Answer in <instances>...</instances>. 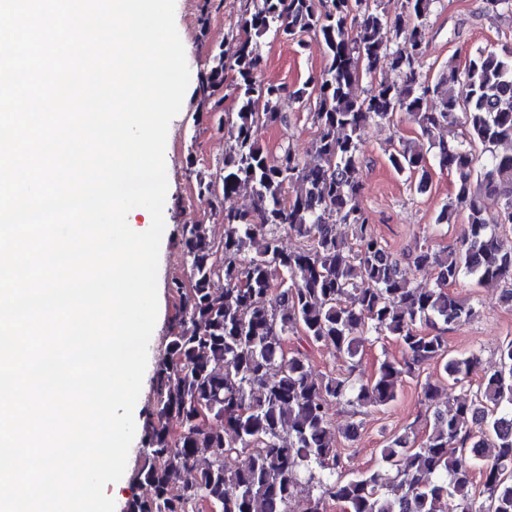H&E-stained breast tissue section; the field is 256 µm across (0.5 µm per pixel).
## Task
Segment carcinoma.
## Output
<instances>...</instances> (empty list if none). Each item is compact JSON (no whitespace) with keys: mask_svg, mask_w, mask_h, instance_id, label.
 Masks as SVG:
<instances>
[{"mask_svg":"<svg viewBox=\"0 0 512 512\" xmlns=\"http://www.w3.org/2000/svg\"><path fill=\"white\" fill-rule=\"evenodd\" d=\"M439 0H402L391 18L365 0H249L241 16L233 62L218 48L200 72L195 93L223 111L229 94L237 111L227 118L233 139L219 170L221 193L200 181L224 237L205 224H185L186 278L172 281L178 309L153 378L152 412L144 428L136 480L150 487L126 512H512V340L498 347L497 367L477 386L474 353L448 350L449 327L469 322L472 303L450 287L461 277L512 282V50L478 52L464 71L448 66L423 78L422 29ZM317 35L329 66L290 97L315 98L318 134L311 158L291 147L270 158L254 136L274 123L286 88L264 84L257 39ZM386 69L394 78L356 93L362 74ZM236 76L225 84V72ZM405 112L428 145L399 139L388 156L394 170L430 180L431 163L454 177L452 201L436 217L449 224L467 212L455 248L441 255L419 247L409 254L433 273L423 286L401 269L359 202L360 130ZM462 123L465 133L432 139L433 130ZM303 190L284 198L285 184ZM246 192L249 204L224 210V198ZM502 200L489 225L482 200ZM346 224L351 240L336 236ZM304 240L287 250L285 232ZM264 247L250 254L256 237ZM224 280V288L214 281ZM424 324L430 331H419ZM299 347L285 353L289 336ZM365 336H392L403 361L386 358L368 378L358 355ZM330 347L346 370L314 371L308 347ZM435 363L448 385L471 397L450 404L444 387L426 378L421 393L433 424L417 445L406 435L380 450L383 465L354 474L336 454L334 404L355 416L395 401L407 378ZM211 408L202 424L194 405ZM175 421L171 427L169 421ZM240 459L228 469L225 458Z\"/></svg>","mask_w":512,"mask_h":512,"instance_id":"obj_1","label":"carcinoma"}]
</instances>
